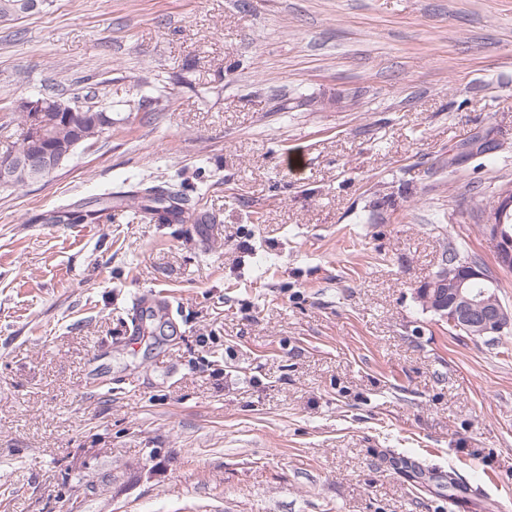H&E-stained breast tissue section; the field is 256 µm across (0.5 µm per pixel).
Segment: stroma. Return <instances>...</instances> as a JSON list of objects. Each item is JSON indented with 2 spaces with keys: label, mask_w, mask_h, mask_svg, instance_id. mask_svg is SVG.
I'll return each mask as SVG.
<instances>
[{
  "label": "stroma",
  "mask_w": 512,
  "mask_h": 512,
  "mask_svg": "<svg viewBox=\"0 0 512 512\" xmlns=\"http://www.w3.org/2000/svg\"><path fill=\"white\" fill-rule=\"evenodd\" d=\"M91 89L111 133L0 188V512H499L512 329L457 334L416 290L454 246L512 313L478 230L512 185V0L0 23V153L8 106ZM142 178L190 220L106 201Z\"/></svg>",
  "instance_id": "stroma-1"
}]
</instances>
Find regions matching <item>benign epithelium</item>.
I'll use <instances>...</instances> for the list:
<instances>
[{
	"instance_id": "7a95c632",
	"label": "benign epithelium",
	"mask_w": 512,
	"mask_h": 512,
	"mask_svg": "<svg viewBox=\"0 0 512 512\" xmlns=\"http://www.w3.org/2000/svg\"><path fill=\"white\" fill-rule=\"evenodd\" d=\"M73 147L72 143L37 144L21 154L1 157L0 180L9 181L23 170L37 182L57 170ZM485 234L498 244L499 265L511 267L512 238L503 225L490 223L486 225ZM494 286V278L479 264L463 263L457 267L445 262L431 283L439 292L428 299V303L436 312L447 311L478 333L500 334L512 326V314L500 302Z\"/></svg>"
}]
</instances>
